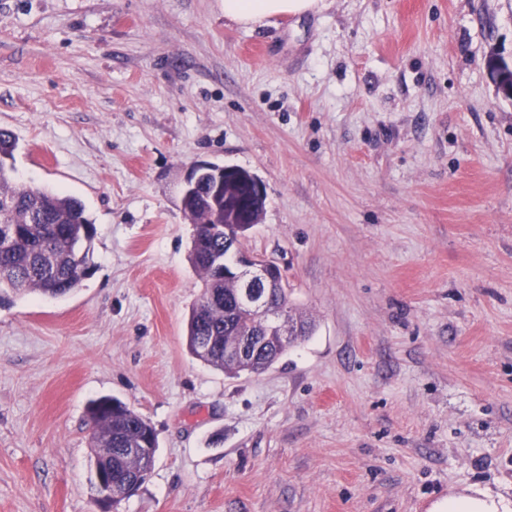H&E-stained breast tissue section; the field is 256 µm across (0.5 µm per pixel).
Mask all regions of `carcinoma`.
<instances>
[{
    "instance_id": "cac0c4a2",
    "label": "carcinoma",
    "mask_w": 512,
    "mask_h": 512,
    "mask_svg": "<svg viewBox=\"0 0 512 512\" xmlns=\"http://www.w3.org/2000/svg\"><path fill=\"white\" fill-rule=\"evenodd\" d=\"M17 140L12 132L0 129V212L8 211L15 237L0 249V294L16 296L39 294L57 298L75 290L93 272L90 263L93 222L85 205L76 197L45 187L15 180L6 170L4 159L13 157ZM213 176L204 175L198 188L182 202L185 214L196 228L190 262L204 280V290L192 307L187 323V346L192 354L227 375L261 373L285 353L276 341L265 339L261 323L247 312L236 311L233 282L224 280L220 264L230 262L224 236L211 229L223 220L209 199ZM267 302L291 309L283 284L272 289ZM300 334L288 342L295 346L313 333L312 321L294 315ZM261 344L238 362L224 359V347L245 335ZM94 432L90 444L92 465L112 467L126 476L143 468L142 458L120 453L123 448L157 447L155 428L124 402L110 397L93 401L89 407Z\"/></svg>"
}]
</instances>
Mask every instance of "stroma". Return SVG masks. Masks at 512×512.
Returning <instances> with one entry per match:
<instances>
[{
	"label": "stroma",
	"instance_id": "stroma-1",
	"mask_svg": "<svg viewBox=\"0 0 512 512\" xmlns=\"http://www.w3.org/2000/svg\"><path fill=\"white\" fill-rule=\"evenodd\" d=\"M512 0H0L21 182L80 199L92 275L0 299V512H98L91 400L151 422L118 512H432L512 500ZM266 187L245 250L315 330L262 374L192 356L198 163ZM323 0H224V19L243 28L320 10ZM490 65L498 92L512 99V65L497 63L494 58L490 59ZM437 512H511L512 501L488 495L459 493L448 497L438 505Z\"/></svg>",
	"mask_w": 512,
	"mask_h": 512
}]
</instances>
